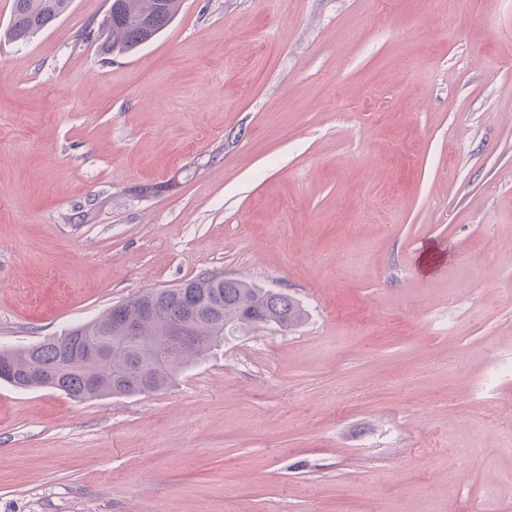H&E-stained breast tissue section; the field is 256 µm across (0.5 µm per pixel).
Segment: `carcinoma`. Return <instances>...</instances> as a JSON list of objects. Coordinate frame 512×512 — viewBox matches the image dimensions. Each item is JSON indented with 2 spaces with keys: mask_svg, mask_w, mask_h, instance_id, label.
Masks as SVG:
<instances>
[{
  "mask_svg": "<svg viewBox=\"0 0 512 512\" xmlns=\"http://www.w3.org/2000/svg\"><path fill=\"white\" fill-rule=\"evenodd\" d=\"M72 0H13L6 37L26 41L49 27ZM180 0H109L99 24L101 48L132 53L175 18ZM203 313L192 336L166 347L168 364L153 368L157 337L171 321ZM139 316L136 336L124 338L123 323ZM303 312L293 298L239 280L205 273L176 288L159 289L112 306L90 322L20 349H0V380L21 390L52 387L61 375V392L83 401L114 395L133 396L169 387L180 371L202 361L224 340V333L252 325L290 327Z\"/></svg>",
  "mask_w": 512,
  "mask_h": 512,
  "instance_id": "obj_1",
  "label": "carcinoma"
}]
</instances>
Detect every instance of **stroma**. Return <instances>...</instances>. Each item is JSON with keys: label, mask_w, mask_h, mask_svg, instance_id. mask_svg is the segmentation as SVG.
Masks as SVG:
<instances>
[{"label": "stroma", "mask_w": 512, "mask_h": 512, "mask_svg": "<svg viewBox=\"0 0 512 512\" xmlns=\"http://www.w3.org/2000/svg\"><path fill=\"white\" fill-rule=\"evenodd\" d=\"M0 0V348L205 272L286 294L164 390L0 382V512H512V0ZM71 3L72 0H13L6 37L28 40L66 14ZM99 24L101 48L132 53L162 32L178 13L180 0H109Z\"/></svg>", "instance_id": "obj_1"}]
</instances>
